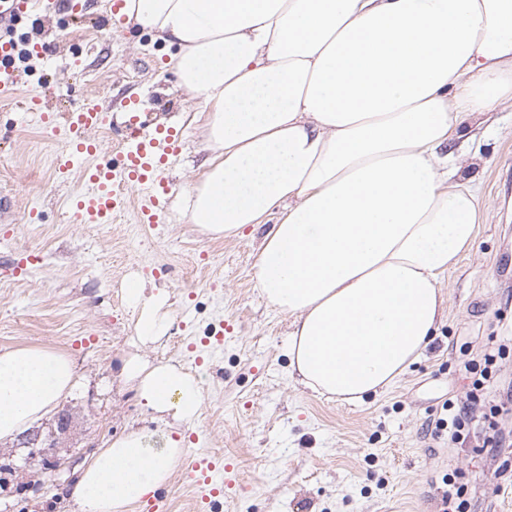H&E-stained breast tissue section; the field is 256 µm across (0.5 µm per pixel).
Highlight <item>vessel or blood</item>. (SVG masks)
<instances>
[{
  "instance_id": "obj_1",
  "label": "vessel or blood",
  "mask_w": 512,
  "mask_h": 512,
  "mask_svg": "<svg viewBox=\"0 0 512 512\" xmlns=\"http://www.w3.org/2000/svg\"><path fill=\"white\" fill-rule=\"evenodd\" d=\"M25 108L44 128L63 131L66 145L56 157L58 174L69 173L76 160L87 162L84 188L70 207L72 223H111L125 209L132 191L138 194L140 223H160L161 202L169 191L165 173L181 151V129L151 119L139 99L128 100L123 117L127 135L118 156L113 157L91 137L92 132L112 124L111 109L97 98H87L63 119L48 107L41 93L29 96ZM238 477V469L231 463L191 456L183 478L195 491L194 512H222L225 498L239 489Z\"/></svg>"
}]
</instances>
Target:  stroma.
Here are the masks:
<instances>
[{"mask_svg":"<svg viewBox=\"0 0 512 512\" xmlns=\"http://www.w3.org/2000/svg\"><path fill=\"white\" fill-rule=\"evenodd\" d=\"M80 3L78 13L55 0L40 14L0 19V36L25 33L47 47L45 57L20 64L23 85L0 97V348H53L78 374L59 403L71 414L67 431L57 433L51 417L33 428L56 435L51 456L60 468L20 441L0 444V465L10 466L0 472V512H80L71 495L78 467L129 430L159 429V413L119 374L120 359L133 355L199 380L191 446L234 460L241 478L224 512H438L446 473L472 512H512V461L426 431L445 399L470 390L467 353L512 325V106L470 118L453 144L489 216L439 282L445 317L433 341L391 388L346 402L291 373L292 320L253 279L268 225L216 238L182 215L181 200L211 152L191 122L197 101L168 63L172 47L113 15L111 0ZM47 85L61 117L94 96L117 118L134 96L181 127L161 224L142 228L131 208L109 224L70 222L69 201L82 183L55 174L63 138L23 112L25 97ZM132 280L166 299L161 312L171 326L158 342L137 338L141 308L125 288ZM217 331L223 345H206Z\"/></svg>","mask_w":512,"mask_h":512,"instance_id":"obj_1","label":"stroma"}]
</instances>
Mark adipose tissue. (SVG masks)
<instances>
[{"mask_svg":"<svg viewBox=\"0 0 512 512\" xmlns=\"http://www.w3.org/2000/svg\"><path fill=\"white\" fill-rule=\"evenodd\" d=\"M130 23L177 45L211 152L183 213L202 232L265 236L256 285L292 319L291 366L344 401L391 387L444 317L439 280L487 206L449 142L475 113L512 102V0H127ZM136 325L155 342L162 296ZM137 397L181 424L201 408L193 375L123 360ZM77 384L72 358L0 349V442ZM172 433L131 430L100 448L72 491L84 512H129L167 484Z\"/></svg>","mask_w":512,"mask_h":512,"instance_id":"adipose-tissue-1","label":"adipose tissue"}]
</instances>
